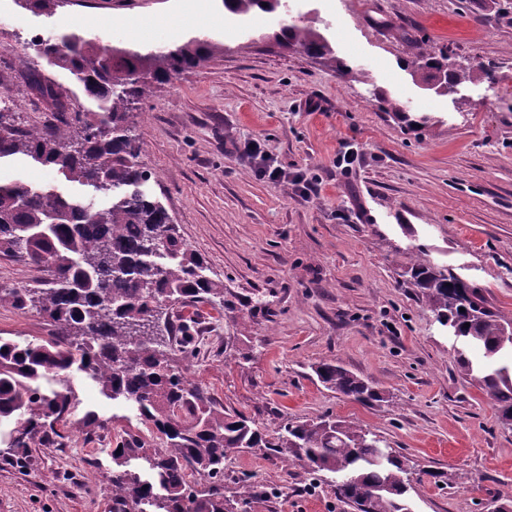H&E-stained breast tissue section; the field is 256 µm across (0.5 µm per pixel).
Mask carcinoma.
<instances>
[{
  "mask_svg": "<svg viewBox=\"0 0 512 512\" xmlns=\"http://www.w3.org/2000/svg\"><path fill=\"white\" fill-rule=\"evenodd\" d=\"M224 10L281 15L276 37L328 58L342 75L352 72L316 29L287 23L288 0H224ZM211 49L199 38L158 50L127 43L101 48L76 33L43 40L37 55L67 71L91 108L70 111L62 88L29 61L27 85L52 119L26 129L14 124L11 74L0 71V162L27 156L87 188L74 196L0 182V252L18 254L56 277L34 288H0V304L23 309L30 303L51 326L38 343L0 336V454L20 461L32 446L55 443V424L74 407L69 371L75 367L91 372L102 393L135 407L161 441L159 448L134 434L117 441L112 484L124 495L112 496V512H247L257 494L253 484L243 483L236 499L224 497V465L246 448H271L310 474L333 475L358 512H411L408 494L421 479L359 422L290 420L270 435L243 413L217 408L173 364V354L197 351L199 337L195 319L177 325L171 310L207 304L221 311L230 303L224 281L206 274L148 189L151 173L141 161L135 112L155 85L199 66ZM410 67L413 81L427 87L443 77L442 95L475 74L446 56L421 52ZM407 273L439 324L465 341L466 349L457 351L460 372L475 381L501 423L512 426V358L498 361L512 354V318L492 312L479 288L419 254ZM314 373L326 388L363 406L381 401L375 387L334 360L319 362ZM52 377L61 389L42 390L40 381ZM189 469L206 482L203 489L188 483Z\"/></svg>",
  "mask_w": 512,
  "mask_h": 512,
  "instance_id": "1",
  "label": "carcinoma"
}]
</instances>
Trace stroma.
Segmentation results:
<instances>
[{"mask_svg":"<svg viewBox=\"0 0 512 512\" xmlns=\"http://www.w3.org/2000/svg\"><path fill=\"white\" fill-rule=\"evenodd\" d=\"M289 18L315 27L352 75L275 40L276 18L239 20L224 0H64L50 16L0 0V67L31 32L102 46L211 41L206 60L156 86L137 116L152 192L233 303L184 308L201 325L187 377L271 432L324 414L357 419L414 469L438 473L411 494L412 512L512 501V428L461 374L453 336L402 275L425 249L512 316V0H290ZM423 49L495 78L436 94L407 69ZM9 95L16 124L50 119L22 76ZM381 95L407 105V118L383 110ZM254 140L289 182L238 160ZM346 150L355 156L347 171L336 162ZM295 177L314 191L302 195ZM0 180L82 191L21 157L0 164ZM49 330L35 307L0 305V336L36 341ZM326 358L372 382L384 402L369 408L325 388L313 367ZM70 380L76 419L61 427V447L0 457V512H109L112 489L98 476L112 465L109 448L128 433L149 437L136 410L86 373ZM246 479L266 490L248 512H355L337 501L331 475L313 485L267 448L232 456L225 496Z\"/></svg>","mask_w":512,"mask_h":512,"instance_id":"1","label":"stroma"}]
</instances>
